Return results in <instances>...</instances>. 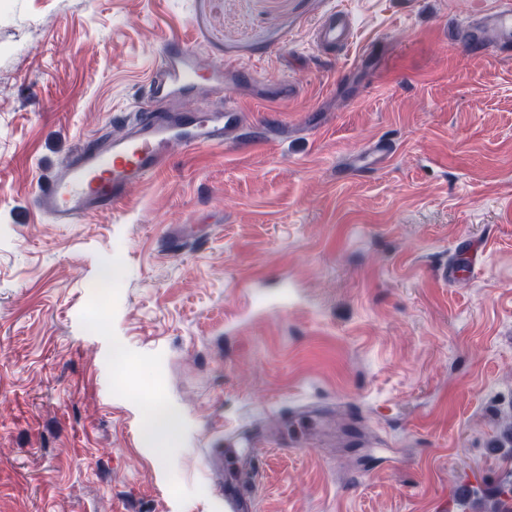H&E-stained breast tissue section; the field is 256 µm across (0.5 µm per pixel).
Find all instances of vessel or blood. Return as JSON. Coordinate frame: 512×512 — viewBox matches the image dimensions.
Segmentation results:
<instances>
[{"label":"vessel or blood","mask_w":512,"mask_h":512,"mask_svg":"<svg viewBox=\"0 0 512 512\" xmlns=\"http://www.w3.org/2000/svg\"><path fill=\"white\" fill-rule=\"evenodd\" d=\"M313 36L322 49H347L353 20L346 12H332L315 25ZM448 40L474 54L512 51V0H494L475 22L449 27ZM153 82V98L143 103L139 120L123 135L104 144L85 142L40 183L34 205L53 223L76 224L122 200L161 170L171 143L190 149L226 145L238 141L248 125L246 111L234 104L203 110L182 106L187 95L224 87L223 77L200 68L183 43L165 46Z\"/></svg>","instance_id":"vessel-or-blood-1"}]
</instances>
